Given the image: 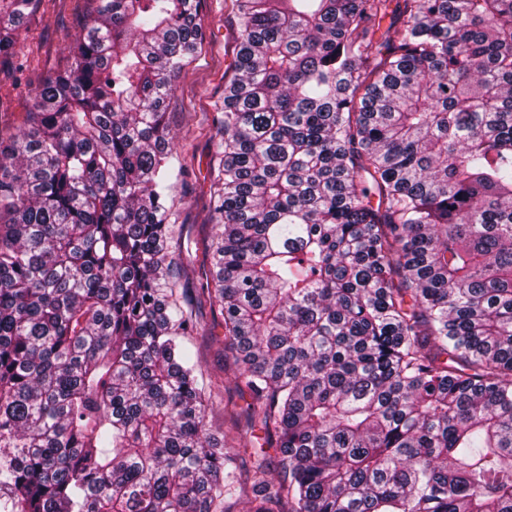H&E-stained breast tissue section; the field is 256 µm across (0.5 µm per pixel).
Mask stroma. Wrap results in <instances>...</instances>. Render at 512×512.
I'll return each instance as SVG.
<instances>
[{
  "instance_id": "obj_1",
  "label": "stroma",
  "mask_w": 512,
  "mask_h": 512,
  "mask_svg": "<svg viewBox=\"0 0 512 512\" xmlns=\"http://www.w3.org/2000/svg\"><path fill=\"white\" fill-rule=\"evenodd\" d=\"M85 0H49L17 31L16 49L31 70L53 72L67 64L70 36L82 29ZM224 0H200L199 17L204 33L201 49L175 78V92L168 108L171 133L177 144L188 147L186 168L173 182L172 198L179 214L175 231L190 250V262L179 278L178 289L192 291L204 282L209 263L203 247L215 232L211 220V172L214 166L212 141L217 128L216 106L224 97V69L230 58L224 53L234 37L224 15ZM184 343L197 357L200 377L220 376L224 392L214 399L208 420L214 435L224 430V407L244 410L248 398L235 387L232 355L224 344V318L221 312L204 311L198 334Z\"/></svg>"
}]
</instances>
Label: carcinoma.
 Instances as JSON below:
<instances>
[{
  "mask_svg": "<svg viewBox=\"0 0 512 512\" xmlns=\"http://www.w3.org/2000/svg\"><path fill=\"white\" fill-rule=\"evenodd\" d=\"M93 2L0 115L10 512H512V0H230L221 442L169 204L199 0ZM44 5L0 0V73ZM186 346L190 347L197 357L199 381L202 377L207 381L209 376H224V392L219 398L209 402L208 420L216 438L220 439L224 432V403L236 408L238 413L246 408L249 397L242 395L235 388L234 366L232 355L224 345V317L220 308L212 312L206 307L203 312L202 329L198 334L184 338Z\"/></svg>",
  "mask_w": 512,
  "mask_h": 512,
  "instance_id": "cac0c4a2",
  "label": "carcinoma"
}]
</instances>
